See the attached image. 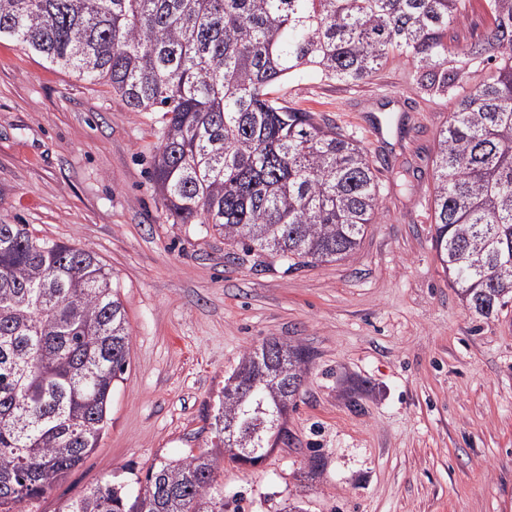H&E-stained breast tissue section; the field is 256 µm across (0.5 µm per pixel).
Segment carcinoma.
I'll use <instances>...</instances> for the list:
<instances>
[{"label": "carcinoma", "instance_id": "cac0c4a2", "mask_svg": "<svg viewBox=\"0 0 512 512\" xmlns=\"http://www.w3.org/2000/svg\"><path fill=\"white\" fill-rule=\"evenodd\" d=\"M471 0H0V40L132 112L162 113L152 178L174 224L291 265L351 257L381 216L367 150L288 105L290 76L358 86L390 61L455 105L433 159V244L475 314L512 302V0L468 45ZM492 72L459 93L471 69ZM131 338L96 255L0 223V512H26L96 448ZM310 352L270 338L224 379L218 444L152 465L143 491L102 484L58 512H224V461L255 466L290 441Z\"/></svg>", "mask_w": 512, "mask_h": 512}]
</instances>
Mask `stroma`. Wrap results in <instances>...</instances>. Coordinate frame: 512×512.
I'll return each mask as SVG.
<instances>
[{"mask_svg": "<svg viewBox=\"0 0 512 512\" xmlns=\"http://www.w3.org/2000/svg\"><path fill=\"white\" fill-rule=\"evenodd\" d=\"M367 149L382 215L343 261L288 266L197 224H171L150 165L161 115L104 81L0 41V222L73 243L118 285L131 334L99 448L32 512L110 481L137 491L152 464L210 446V417L242 354L305 346L289 444L224 465V512H512V303L484 319L432 247L438 132L453 109L389 63L354 88L282 87Z\"/></svg>", "mask_w": 512, "mask_h": 512, "instance_id": "1", "label": "stroma"}]
</instances>
